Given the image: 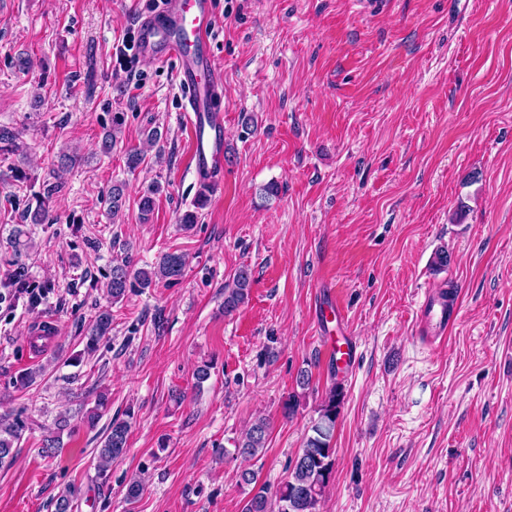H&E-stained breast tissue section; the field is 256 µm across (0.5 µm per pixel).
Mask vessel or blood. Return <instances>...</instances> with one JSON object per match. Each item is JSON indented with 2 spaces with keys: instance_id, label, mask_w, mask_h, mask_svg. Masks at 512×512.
Returning <instances> with one entry per match:
<instances>
[{
  "instance_id": "b4317fda",
  "label": "vessel or blood",
  "mask_w": 512,
  "mask_h": 512,
  "mask_svg": "<svg viewBox=\"0 0 512 512\" xmlns=\"http://www.w3.org/2000/svg\"><path fill=\"white\" fill-rule=\"evenodd\" d=\"M214 32L212 0H168L142 24L139 52L163 64L176 61L177 81L185 89L190 168L200 188H210L224 163V118L213 105L217 75L211 65ZM440 296L426 293L415 333L426 345L445 340L453 330Z\"/></svg>"
}]
</instances>
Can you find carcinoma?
<instances>
[{
	"mask_svg": "<svg viewBox=\"0 0 512 512\" xmlns=\"http://www.w3.org/2000/svg\"><path fill=\"white\" fill-rule=\"evenodd\" d=\"M120 134L119 120L112 119V127L104 131L100 152L107 155L118 142ZM20 133L7 127H0V154L20 151ZM59 192V185L43 182L40 191L33 194L35 205H27L22 214V223L12 229L10 244L13 252L12 265L14 270L9 282L3 285L5 291L0 292V304L23 302L28 308L40 306L47 295L53 290V285L42 284L35 286L30 283L25 272L22 257L33 247L27 225L44 224L49 220L48 203ZM126 202L125 185L118 183L112 186L107 204L112 218L121 214ZM186 258L179 253L166 252L161 255L153 269H141L133 272L129 262L121 261L112 264L109 280L106 283L107 292L114 301L123 298L133 288H149L153 283L164 280L172 283L178 280L184 272ZM252 284V274L247 268L239 269L233 276L232 282L224 286V313L227 315L237 311L249 297ZM112 333V313L104 309L99 312L87 331L86 352L93 353L101 339ZM344 393L340 386L331 385L319 409L318 417L311 426L312 434L307 436L301 452L294 464L289 467L288 480L275 492L262 485L246 502L244 512H319L320 503L331 479L336 449L331 441L336 428V418L343 401ZM106 406V399L98 397L96 405L82 416L83 425L93 430L100 420V409ZM26 422L19 416L0 419V467H8L14 459L13 448L19 441ZM130 422L126 419H113L106 428L97 454L98 478L106 477L107 468L112 462L122 458L127 452V441ZM270 423L264 418H258L247 432L234 442L238 453L245 457H255L266 447Z\"/></svg>",
	"mask_w": 512,
	"mask_h": 512,
	"instance_id": "obj_1",
	"label": "carcinoma"
}]
</instances>
